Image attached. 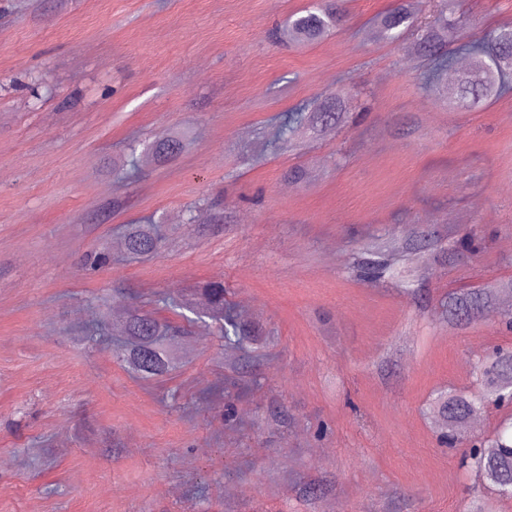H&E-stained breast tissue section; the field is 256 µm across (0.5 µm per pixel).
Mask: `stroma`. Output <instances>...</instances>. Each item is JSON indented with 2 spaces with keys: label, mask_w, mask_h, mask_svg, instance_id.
<instances>
[{
  "label": "stroma",
  "mask_w": 512,
  "mask_h": 512,
  "mask_svg": "<svg viewBox=\"0 0 512 512\" xmlns=\"http://www.w3.org/2000/svg\"><path fill=\"white\" fill-rule=\"evenodd\" d=\"M310 2L0 0V512H465L481 477L431 403L512 348L500 321L447 318L449 294L512 283V92L428 93L415 33L376 34L395 0H344L342 29L278 43ZM456 9L453 78L512 0ZM337 92L367 111L272 145L280 116ZM172 127L192 150L113 173ZM152 214L157 250L129 255L123 225ZM412 228L416 295L360 277L365 239ZM467 232L481 251L454 256ZM206 281L255 328L247 352L204 297L169 307ZM106 309L180 326L176 365L134 372L91 332Z\"/></svg>",
  "instance_id": "1"
}]
</instances>
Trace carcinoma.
I'll return each mask as SVG.
<instances>
[{"instance_id":"obj_1","label":"carcinoma","mask_w":512,"mask_h":512,"mask_svg":"<svg viewBox=\"0 0 512 512\" xmlns=\"http://www.w3.org/2000/svg\"><path fill=\"white\" fill-rule=\"evenodd\" d=\"M344 18L339 0H325L321 8L305 10L302 15L289 20L278 30V38L288 44L313 43L340 26ZM410 26L420 30L415 47L417 53L429 61L425 86L435 90L439 75L452 61V52L446 50L448 29L459 27V21L448 16V0H432L431 12L423 21L413 12L411 0H400L398 5L376 19L377 34L386 40L397 38ZM462 49L471 56V62L448 88V106L475 108L512 90L511 24L498 27L482 41L464 44ZM355 109L364 112L367 106L341 95L317 99L308 108L284 115L277 128L276 141L286 146L296 135L315 134L341 122ZM185 139L184 132H166L148 145L144 153L163 159L173 157L182 149ZM158 224L160 221L152 216L144 224L127 225V248L136 254L155 251ZM361 272L367 279L386 276L404 292L414 291L415 280L379 250L370 253V257L362 262ZM203 291L211 301L212 316L221 323L224 338L241 343L244 332L232 311L224 308V284L211 282L203 287ZM496 315L498 312L492 304L491 294L482 289L466 290L448 300V317L459 326ZM179 332V327L150 313H133L123 329V335L134 341L125 360L142 376L165 373L172 360V350L163 337ZM477 381L479 390L475 393L449 392L438 399L436 413L448 447L467 443L462 465L479 473L485 481L483 485L470 488L469 512H492L490 496L512 499V421L491 438L474 434L466 439L464 435L469 421L478 411L487 405L499 407L503 398L512 397V350H498L492 358L480 362Z\"/></svg>"}]
</instances>
